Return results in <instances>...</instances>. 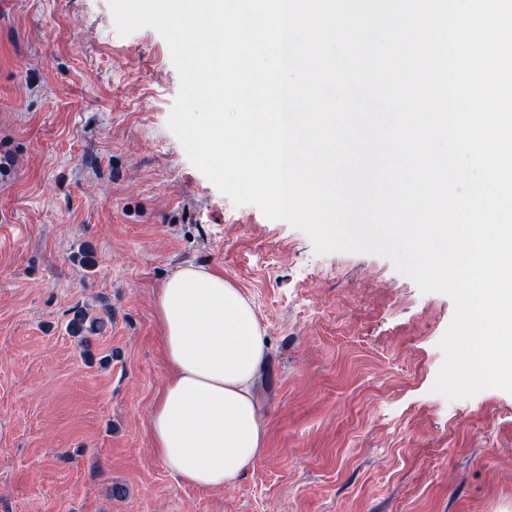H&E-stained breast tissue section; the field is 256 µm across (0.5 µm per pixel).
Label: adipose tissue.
<instances>
[{
	"mask_svg": "<svg viewBox=\"0 0 512 512\" xmlns=\"http://www.w3.org/2000/svg\"><path fill=\"white\" fill-rule=\"evenodd\" d=\"M155 308L167 376L151 410V446L181 482L223 488L266 446L254 394L266 331L246 295L214 268L177 267Z\"/></svg>",
	"mask_w": 512,
	"mask_h": 512,
	"instance_id": "ef3b65f1",
	"label": "adipose tissue"
}]
</instances>
